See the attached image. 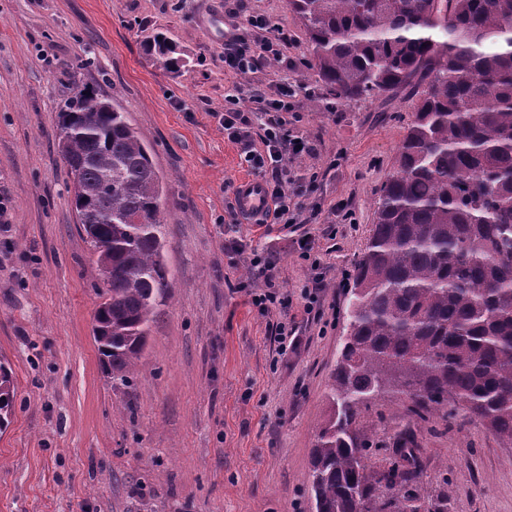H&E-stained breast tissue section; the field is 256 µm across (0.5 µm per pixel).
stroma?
<instances>
[{"label": "stroma", "mask_w": 512, "mask_h": 512, "mask_svg": "<svg viewBox=\"0 0 512 512\" xmlns=\"http://www.w3.org/2000/svg\"><path fill=\"white\" fill-rule=\"evenodd\" d=\"M257 15L287 30L288 44L257 73L232 75L224 43L252 35ZM158 32L178 66L150 49ZM283 82L300 87L288 127L314 146L288 164L306 208L288 226L230 223L251 171L219 122L224 97L242 83L271 92ZM77 83L125 112L164 178L168 300L119 388L93 339L97 256L56 138ZM411 118L404 94L338 104L287 0H0V189L11 197L0 358L16 387L0 431V512H314L310 458L353 268ZM309 171L315 182L302 181ZM255 253L273 259V281L251 265ZM313 286L320 304L310 310ZM269 288L287 295V309L252 305L251 291ZM360 430L376 471L410 436L424 501L512 512V444L479 420L461 411L423 420L411 401L387 395L363 411Z\"/></svg>", "instance_id": "1"}]
</instances>
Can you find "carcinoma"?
Segmentation results:
<instances>
[{
	"instance_id": "carcinoma-1",
	"label": "carcinoma",
	"mask_w": 512,
	"mask_h": 512,
	"mask_svg": "<svg viewBox=\"0 0 512 512\" xmlns=\"http://www.w3.org/2000/svg\"><path fill=\"white\" fill-rule=\"evenodd\" d=\"M314 67L341 103L416 98L355 265L330 414L311 458L316 512H448L375 472L358 420L377 398L463 410L512 444V0H288ZM70 192L98 254L93 329L112 387L129 384L170 271L163 185L149 146L92 88L57 127ZM0 362V428L14 407Z\"/></svg>"
}]
</instances>
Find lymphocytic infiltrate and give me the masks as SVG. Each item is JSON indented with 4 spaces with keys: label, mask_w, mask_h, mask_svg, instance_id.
Listing matches in <instances>:
<instances>
[{
    "label": "lymphocytic infiltrate",
    "mask_w": 512,
    "mask_h": 512,
    "mask_svg": "<svg viewBox=\"0 0 512 512\" xmlns=\"http://www.w3.org/2000/svg\"><path fill=\"white\" fill-rule=\"evenodd\" d=\"M250 25L259 31L255 40H239L224 49L225 70L238 76L255 72L262 62L278 58L282 45L288 41L282 29L270 28L266 18H252ZM245 96L269 115L261 130H254L251 119L240 110V101ZM296 96V85L287 82L277 86L271 99L254 86L245 93L224 98V129L229 139L240 145L247 165L261 177L264 196L270 202L259 218L263 224L293 223L295 211L301 208L295 200L297 192L292 187L286 163L311 154L313 146L288 129L287 114Z\"/></svg>",
    "instance_id": "1"
}]
</instances>
